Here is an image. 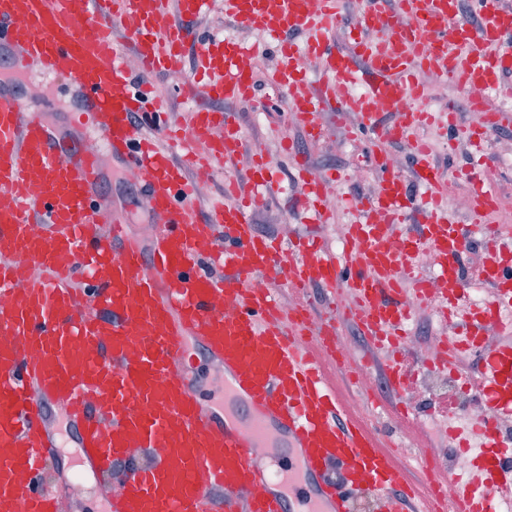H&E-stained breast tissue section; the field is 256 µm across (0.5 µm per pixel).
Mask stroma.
<instances>
[{
    "label": "stroma",
    "instance_id": "obj_1",
    "mask_svg": "<svg viewBox=\"0 0 512 512\" xmlns=\"http://www.w3.org/2000/svg\"><path fill=\"white\" fill-rule=\"evenodd\" d=\"M198 25L201 31L219 38H228L248 47L257 48L264 61V69L255 76L257 91L254 98L228 104L234 112L244 133L242 150L236 169L245 171L252 162L256 150L272 154L273 164L268 175L278 187L279 193L266 211L253 215L255 224L278 223L291 225L297 236L320 239L333 253H340L336 236L347 224L358 219V212L346 204L347 198L368 199L375 190L377 170L375 155L378 148H385L392 161V170L405 179L409 189L417 196H424L426 189L416 179L419 165L411 154V147L404 140H390L377 146L372 137L362 133V119L354 112H339L327 109L321 112L319 122L322 136L318 141H308L304 131L287 112L284 96L268 81V72L277 64L275 42L258 31H246L217 18L215 11L203 14ZM421 81L427 89L425 106L435 111L445 101L455 99L461 106L455 123L457 136H449L439 127L424 125L415 127L414 137L427 141L431 146L429 161L453 189L448 201V214L458 224L468 241L458 258V267L466 292L481 291L489 294L488 284L479 283L474 272V258L482 245L481 234L475 233L463 202L470 186L464 174L474 165H481L485 184L494 194H507L512 189V105L487 96L489 109L498 113V126L487 137L485 158H478L468 140L470 130L478 128L481 117L464 107V93L451 80L438 77L436 73L424 72ZM291 142L298 150V158H290L281 149L282 142ZM301 160L313 172L333 179L341 200L334 208L335 221L331 224L308 223L304 214L294 206V200L303 194L304 188L296 178L294 160Z\"/></svg>",
    "mask_w": 512,
    "mask_h": 512
}]
</instances>
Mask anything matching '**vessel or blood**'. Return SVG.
<instances>
[{"label":"vessel or blood","mask_w":512,"mask_h":512,"mask_svg":"<svg viewBox=\"0 0 512 512\" xmlns=\"http://www.w3.org/2000/svg\"><path fill=\"white\" fill-rule=\"evenodd\" d=\"M211 0H0V71L36 73L75 99L114 160L139 169L154 233L127 235L126 208L105 190L107 174L78 135H65L18 84H0V512H56L48 474L59 442L46 427L49 412L67 423L80 477L117 479L120 494L105 512H352L371 496L381 512H441L436 487L452 484L450 512H472L481 481L436 473L429 484H407L381 433L351 414L336 394L343 369L326 340L308 336V306L281 309L260 276L294 288L343 284L362 331L399 330L409 320V291L425 292L421 277L402 280L420 248L432 251L448 288V316L462 336L475 318L464 302L458 269L464 245L441 202L418 207L386 153L382 176L364 201L362 221L348 228L345 258L322 244L282 246L260 233L257 200L271 201L268 164L224 184L229 201L201 216L196 180L185 161L233 164L242 145L234 113L220 102L255 92L252 53L236 41L203 38L197 19ZM345 0H224L237 27L280 36L271 83L308 140L320 138L318 112L333 107L370 119L382 109L401 120L381 131L403 138L429 122L420 108L419 73L436 69L464 90L512 98V11L500 0H403L398 21L366 6L359 23L389 24L390 40H362L349 55L331 43L330 29ZM135 28H128L129 19ZM128 29L116 43L115 27ZM306 35L305 51L327 76L311 92L290 34ZM194 46V70L206 75L213 107L170 128L150 80L173 73ZM138 71H131L128 56ZM361 86L359 95L349 90ZM223 137H216V130ZM465 206L486 223L494 197L480 172L468 175ZM306 205L329 222V180L309 172ZM421 233L387 241L381 224L410 211ZM111 227H100L102 215ZM224 240L219 270L203 251ZM482 273L493 287L483 309L500 316L512 301V245L488 250ZM39 275L30 276L31 267ZM91 305L79 309L77 295ZM234 307L224 315L216 299ZM224 367V384L209 402L198 392V360ZM479 400L486 447L499 445L498 416H512V347L488 354ZM142 449L145 459L131 457Z\"/></svg>","instance_id":"vessel-or-blood-1"}]
</instances>
